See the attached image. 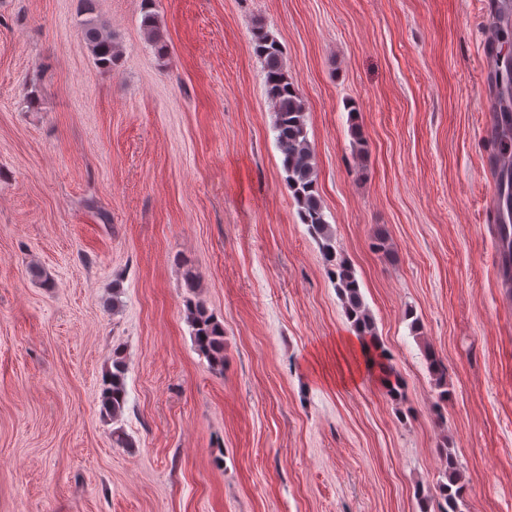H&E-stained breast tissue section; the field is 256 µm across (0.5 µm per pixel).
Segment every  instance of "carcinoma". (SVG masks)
<instances>
[{
    "label": "carcinoma",
    "instance_id": "obj_1",
    "mask_svg": "<svg viewBox=\"0 0 512 512\" xmlns=\"http://www.w3.org/2000/svg\"><path fill=\"white\" fill-rule=\"evenodd\" d=\"M84 12L89 18L81 21V34L96 63L112 70L118 64L120 53L112 34L102 31L94 13L93 0H84ZM154 15L147 11L144 25L151 35L154 48L163 54L167 45L153 25ZM254 52L264 63L266 94L275 112L274 130L276 147L282 158L285 185L298 205V214L308 232L318 242L324 260L325 271L342 300L346 317L352 329L375 352L376 364L381 368L385 387L393 397H400L403 385L392 364V357L378 342L375 323L363 302L355 270L347 258L337 249L336 234L324 219L322 204L317 194V179L313 153L306 128L305 109L302 100L283 67V51L280 43L270 33L260 29L254 36ZM186 319L198 350L207 358L210 368L224 374V327L198 302L186 307ZM424 358L440 389L439 400H448V382L445 367L430 344L424 345ZM112 368L104 379L102 393L103 413L117 421L126 402V373L128 359L124 349H112ZM445 481L438 484V492L422 498L421 509L428 512L436 505V512H461L458 501L463 499L465 483L452 453L443 456Z\"/></svg>",
    "mask_w": 512,
    "mask_h": 512
}]
</instances>
